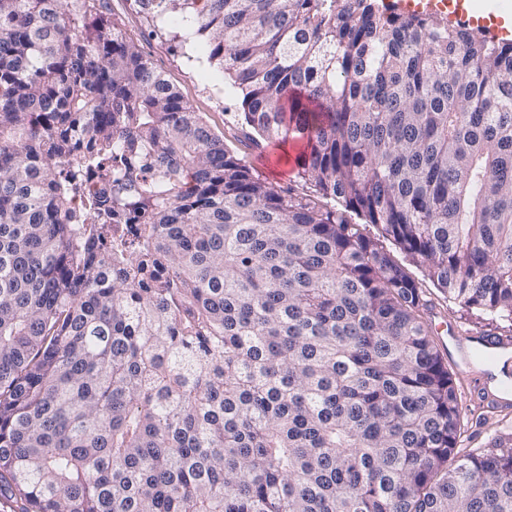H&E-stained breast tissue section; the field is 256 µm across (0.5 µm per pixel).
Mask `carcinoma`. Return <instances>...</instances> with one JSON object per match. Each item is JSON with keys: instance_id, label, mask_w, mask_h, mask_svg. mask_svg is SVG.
I'll use <instances>...</instances> for the list:
<instances>
[{"instance_id": "1", "label": "carcinoma", "mask_w": 512, "mask_h": 512, "mask_svg": "<svg viewBox=\"0 0 512 512\" xmlns=\"http://www.w3.org/2000/svg\"><path fill=\"white\" fill-rule=\"evenodd\" d=\"M97 2L0 0V501L512 512V429L458 448L427 301L354 221L512 324V41L374 0H133L224 68L236 141L306 139L300 195Z\"/></svg>"}]
</instances>
